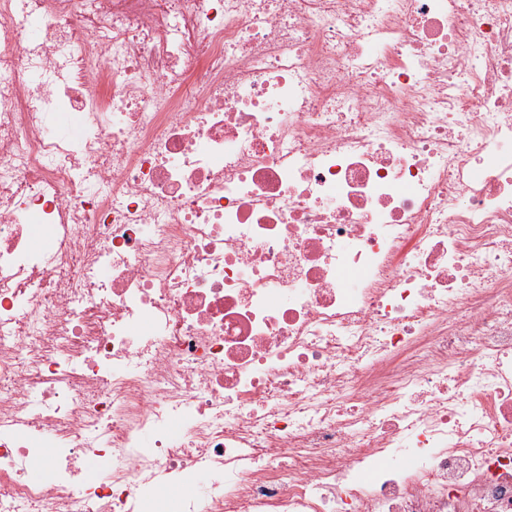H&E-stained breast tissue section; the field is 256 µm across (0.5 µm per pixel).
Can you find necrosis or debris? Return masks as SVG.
<instances>
[{
	"label": "necrosis or debris",
	"instance_id": "1",
	"mask_svg": "<svg viewBox=\"0 0 512 512\" xmlns=\"http://www.w3.org/2000/svg\"><path fill=\"white\" fill-rule=\"evenodd\" d=\"M149 493L512 512V0H0V512Z\"/></svg>",
	"mask_w": 512,
	"mask_h": 512
}]
</instances>
